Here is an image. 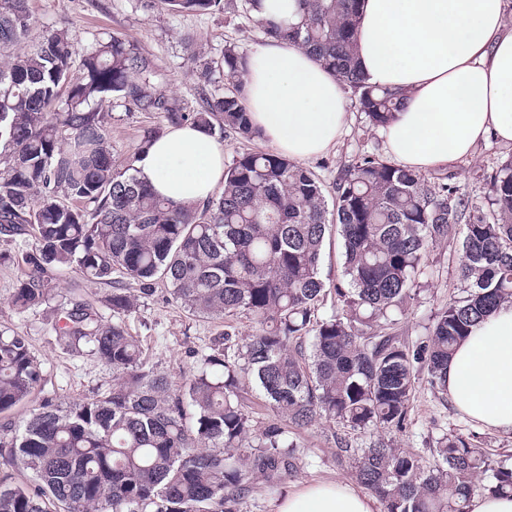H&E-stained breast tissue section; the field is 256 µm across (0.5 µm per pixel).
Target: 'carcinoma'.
Segmentation results:
<instances>
[{"mask_svg":"<svg viewBox=\"0 0 512 512\" xmlns=\"http://www.w3.org/2000/svg\"><path fill=\"white\" fill-rule=\"evenodd\" d=\"M221 2L161 0L170 11L199 13ZM260 2L246 0L247 10L267 37L307 50L372 125L392 120L401 95L368 83L357 61L361 0H297L289 20L258 16ZM246 70V56L226 47L230 89L184 112L157 91V71L133 42L112 38L80 52L64 30H36L30 0H0V238L33 239L12 305L24 312L49 304L60 269L112 286L100 309L58 304L53 332L114 375L112 387L89 399L44 396L19 429L0 427L3 464L32 475L27 487L0 476V512H242L256 478L273 493L297 470L289 430L321 419L363 433L405 429L416 373L425 369L432 389L445 393L455 346L512 303V159L496 171L485 205L364 156L338 176L329 207L313 172L263 151L234 157L206 205H175L134 174L158 131L116 167L103 108L114 99L162 112L173 126L256 137ZM333 233L344 248L333 286L342 314L322 317L320 264ZM459 234L465 296L449 300L414 347L377 330L404 307L429 247ZM117 274L145 295L165 284L194 316L247 315L256 330L232 353L216 342L177 385L128 333L137 299ZM41 381L28 336L0 330V415L32 401ZM248 384L274 414L260 430L245 409ZM339 445L385 512H469L476 491L512 495V469L480 483L487 457L461 437L436 442L430 469L383 438L355 450Z\"/></svg>","mask_w":512,"mask_h":512,"instance_id":"1","label":"carcinoma"}]
</instances>
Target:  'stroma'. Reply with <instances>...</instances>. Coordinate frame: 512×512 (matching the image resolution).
<instances>
[{"label":"stroma","mask_w":512,"mask_h":512,"mask_svg":"<svg viewBox=\"0 0 512 512\" xmlns=\"http://www.w3.org/2000/svg\"><path fill=\"white\" fill-rule=\"evenodd\" d=\"M37 28L67 30L78 48L84 49L110 37L134 42L155 65L158 88L176 98L186 111L199 109L204 97L224 92L222 74L224 48L236 45L250 53L265 41L262 28L246 10L244 0H224L223 9L207 13L174 14L160 0H30ZM201 47L200 57H190L184 36ZM350 123L335 147L305 161L322 184L326 199H333L334 184L343 169L370 155L386 159L383 140L356 103H349ZM160 112H143L117 102L112 106L108 139L112 155L125 163L147 130L166 127ZM512 158V146L488 137L480 141L473 157L448 166L427 170L430 183L456 185L471 202H483L489 181L499 164ZM31 238L0 241V327L24 332L42 363L44 380L37 393L65 400L92 396L112 384V371L88 352H75L56 343L51 330L53 313L48 307L18 312L11 305L13 292L25 268L24 254ZM460 244L456 241L430 247L424 274L416 281L403 313L397 314L393 333L407 345L430 336L435 315L450 298L460 294L457 266ZM121 284L139 297V308L126 320L131 336L139 340L150 364L168 373L175 383H184L196 367L199 354L207 352L214 339L230 331L244 339L255 330L250 317L241 315L224 320L192 316L169 296L165 285L152 294L139 291L136 281L125 278ZM457 434L481 448L492 466L512 468V434L485 429L472 423L447 399L435 394L426 374H419L410 400L405 431L392 432L398 447L408 449L434 465L433 449L439 438ZM299 468L288 478V485L331 480L353 481L348 462L339 458V440L364 445L358 433L319 421L294 431Z\"/></svg>","instance_id":"stroma-1"}]
</instances>
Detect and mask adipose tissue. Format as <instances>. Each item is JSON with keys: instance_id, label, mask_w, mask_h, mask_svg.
I'll use <instances>...</instances> for the list:
<instances>
[{"instance_id": "ef3b65f1", "label": "adipose tissue", "mask_w": 512, "mask_h": 512, "mask_svg": "<svg viewBox=\"0 0 512 512\" xmlns=\"http://www.w3.org/2000/svg\"><path fill=\"white\" fill-rule=\"evenodd\" d=\"M512 0H363L359 65L369 83L404 94L380 133L398 164L428 170L472 157L491 136L512 145ZM252 121L289 159L333 147L347 123L335 75L288 42L269 39L248 58ZM224 150L185 125L154 140L137 177L181 205L206 203L224 181ZM448 398L483 427L512 432V305L473 326L448 362ZM274 512H376L337 480L286 491Z\"/></svg>"}]
</instances>
